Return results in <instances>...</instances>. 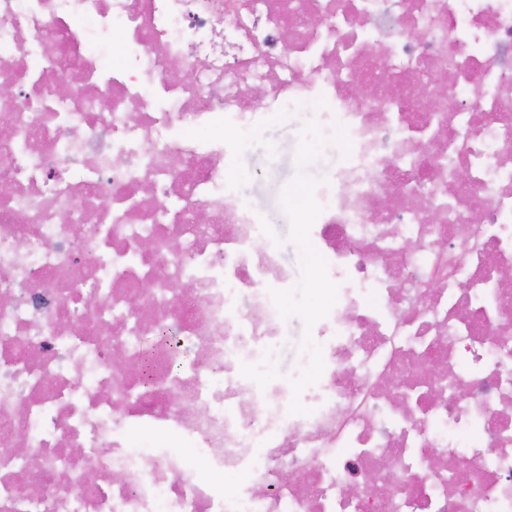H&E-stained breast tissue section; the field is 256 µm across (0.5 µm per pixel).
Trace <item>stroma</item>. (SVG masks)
Listing matches in <instances>:
<instances>
[{"instance_id":"obj_1","label":"stroma","mask_w":512,"mask_h":512,"mask_svg":"<svg viewBox=\"0 0 512 512\" xmlns=\"http://www.w3.org/2000/svg\"><path fill=\"white\" fill-rule=\"evenodd\" d=\"M334 163V157L319 149L317 138L307 134L302 111L249 136L235 161L237 196L265 216V240L276 245L294 273L297 291L288 301L286 339L276 365L277 374L283 377L295 370L310 340L304 309L307 290L313 285L312 265L301 225L289 210V197L297 186L324 176Z\"/></svg>"}]
</instances>
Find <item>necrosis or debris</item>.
<instances>
[{
  "label": "necrosis or debris",
  "mask_w": 512,
  "mask_h": 512,
  "mask_svg": "<svg viewBox=\"0 0 512 512\" xmlns=\"http://www.w3.org/2000/svg\"><path fill=\"white\" fill-rule=\"evenodd\" d=\"M1 83L0 512H512V0H0ZM308 102L284 379L232 157Z\"/></svg>",
  "instance_id": "necrosis-or-debris-1"
}]
</instances>
